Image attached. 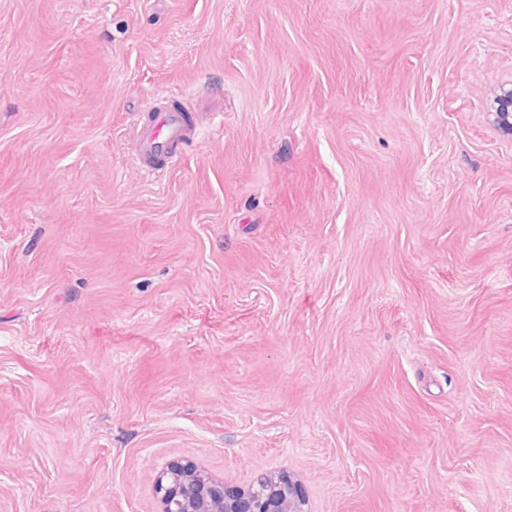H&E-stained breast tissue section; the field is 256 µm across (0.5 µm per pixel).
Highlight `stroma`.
<instances>
[{"instance_id": "stroma-1", "label": "stroma", "mask_w": 512, "mask_h": 512, "mask_svg": "<svg viewBox=\"0 0 512 512\" xmlns=\"http://www.w3.org/2000/svg\"><path fill=\"white\" fill-rule=\"evenodd\" d=\"M508 82L512 0H0V512H512ZM511 82L500 87L501 94L498 95V112L496 123L499 128L512 132V86ZM506 86H509L508 88ZM175 91H161L148 111V120L138 128L132 142L135 164L150 173L162 166H173L183 158L184 148L196 140L200 128L209 116L221 112L222 99L209 94L196 105L178 110L173 99ZM195 112V114H194ZM162 512H303L299 484L259 475L247 488L232 486L192 463L174 464L155 481Z\"/></svg>"}]
</instances>
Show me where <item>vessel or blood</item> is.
<instances>
[{
  "label": "vessel or blood",
  "instance_id": "obj_1",
  "mask_svg": "<svg viewBox=\"0 0 512 512\" xmlns=\"http://www.w3.org/2000/svg\"><path fill=\"white\" fill-rule=\"evenodd\" d=\"M175 92H159L148 111V119L138 128L132 142V153L141 171L150 173L162 166L179 162L184 149L196 140L209 116L220 112L222 100L209 95L196 105L191 114L174 107Z\"/></svg>",
  "mask_w": 512,
  "mask_h": 512
}]
</instances>
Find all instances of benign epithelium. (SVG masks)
<instances>
[{
	"mask_svg": "<svg viewBox=\"0 0 512 512\" xmlns=\"http://www.w3.org/2000/svg\"><path fill=\"white\" fill-rule=\"evenodd\" d=\"M496 123L512 132V86L500 87ZM162 512H303L299 484L259 475L248 487L224 483L192 463L174 464L155 481Z\"/></svg>",
	"mask_w": 512,
	"mask_h": 512,
	"instance_id": "benign-epithelium-1",
	"label": "benign epithelium"
}]
</instances>
